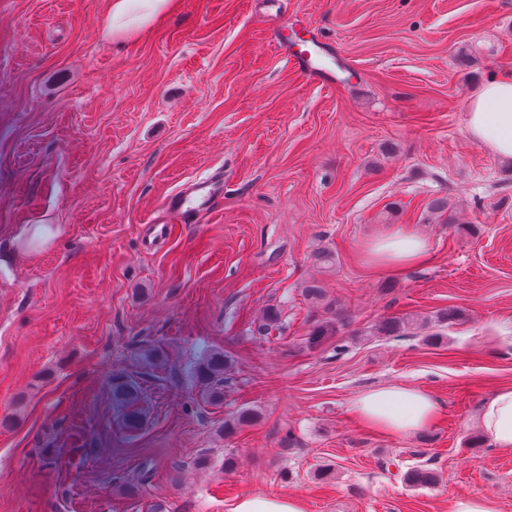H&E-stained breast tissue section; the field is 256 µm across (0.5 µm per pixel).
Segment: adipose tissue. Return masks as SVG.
<instances>
[{"label":"adipose tissue","instance_id":"adipose-tissue-1","mask_svg":"<svg viewBox=\"0 0 512 512\" xmlns=\"http://www.w3.org/2000/svg\"><path fill=\"white\" fill-rule=\"evenodd\" d=\"M173 0H108L103 35L128 39L171 9ZM469 139L489 154L512 160V72L482 82L465 112ZM363 252L374 266L390 270L423 261L428 243L412 228L398 225L366 243ZM350 410L364 426L392 436L422 432L438 412L427 391L407 386H385L359 392ZM478 427L493 448L512 452V386L492 390L478 412Z\"/></svg>","mask_w":512,"mask_h":512}]
</instances>
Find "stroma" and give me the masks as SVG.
<instances>
[{"instance_id":"obj_1","label":"stroma","mask_w":512,"mask_h":512,"mask_svg":"<svg viewBox=\"0 0 512 512\" xmlns=\"http://www.w3.org/2000/svg\"><path fill=\"white\" fill-rule=\"evenodd\" d=\"M106 13L0 0V512H231L254 494L307 512H448L480 495L512 512V453L472 443L482 400L512 385V163L464 122L479 84L512 70V0H176L114 42ZM300 20L336 87L270 47ZM214 174L207 217L156 236L165 198ZM40 224L52 237L34 247ZM400 224L428 240L427 263L376 270L363 244ZM449 307L462 320L426 344ZM387 316L413 325L379 335ZM335 318L337 339L307 350L311 324ZM146 336L166 362L132 431L111 377ZM216 348L232 363L218 406L192 377ZM392 384L438 400L425 432L352 415L357 393ZM245 407L257 421L224 438ZM144 454L155 474L128 494ZM392 460L439 480L407 487Z\"/></svg>"}]
</instances>
